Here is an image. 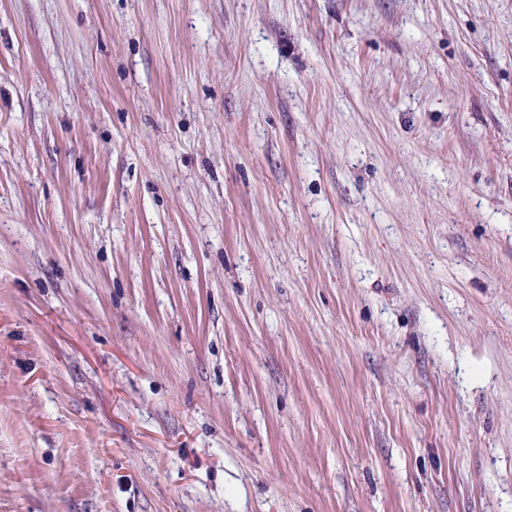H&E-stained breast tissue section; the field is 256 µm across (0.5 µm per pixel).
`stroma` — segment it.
<instances>
[{
    "label": "stroma",
    "instance_id": "35a3bbf8",
    "mask_svg": "<svg viewBox=\"0 0 512 512\" xmlns=\"http://www.w3.org/2000/svg\"><path fill=\"white\" fill-rule=\"evenodd\" d=\"M0 512H512V0H0Z\"/></svg>",
    "mask_w": 512,
    "mask_h": 512
}]
</instances>
